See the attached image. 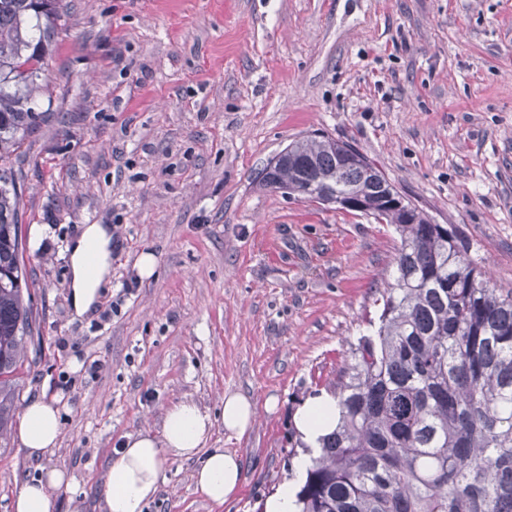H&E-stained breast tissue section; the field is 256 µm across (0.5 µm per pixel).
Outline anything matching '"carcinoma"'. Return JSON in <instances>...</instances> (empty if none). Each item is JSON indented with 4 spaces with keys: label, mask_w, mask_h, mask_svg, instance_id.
Segmentation results:
<instances>
[{
    "label": "carcinoma",
    "mask_w": 512,
    "mask_h": 512,
    "mask_svg": "<svg viewBox=\"0 0 512 512\" xmlns=\"http://www.w3.org/2000/svg\"><path fill=\"white\" fill-rule=\"evenodd\" d=\"M60 9V0H0L1 162L46 116L33 94ZM349 147L311 135L260 176L273 192L321 204L328 193L361 194L399 238L376 298L379 325L336 383V429L310 459L297 512H512V289L496 287L448 225L408 201L387 207L394 187L369 160L341 167ZM20 221L15 178L0 167V436L32 336Z\"/></svg>",
    "instance_id": "1"
}]
</instances>
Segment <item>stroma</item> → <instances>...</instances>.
Wrapping results in <instances>:
<instances>
[{"label":"stroma","instance_id":"1","mask_svg":"<svg viewBox=\"0 0 512 512\" xmlns=\"http://www.w3.org/2000/svg\"><path fill=\"white\" fill-rule=\"evenodd\" d=\"M62 4L36 97L48 118L11 163L36 327L16 392L56 401L61 436L39 461L0 436V512L44 466L81 491L57 512H101L127 436L160 431L178 401L218 413L228 391L257 411L243 436L218 425L207 442L242 457L238 492L200 499L176 459L146 512H263L294 476L292 414L366 333L397 235L260 173L312 132L350 143L512 288V0ZM86 224L112 225L117 247L78 319L67 245Z\"/></svg>","mask_w":512,"mask_h":512}]
</instances>
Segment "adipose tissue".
I'll use <instances>...</instances> for the list:
<instances>
[{
    "label": "adipose tissue",
    "mask_w": 512,
    "mask_h": 512,
    "mask_svg": "<svg viewBox=\"0 0 512 512\" xmlns=\"http://www.w3.org/2000/svg\"><path fill=\"white\" fill-rule=\"evenodd\" d=\"M71 301L77 315L96 304L110 281L112 228L106 224L83 226L70 248ZM256 409L239 392L224 395V408L212 415L191 400L169 406L163 415L160 435L143 430L128 436L105 474L101 508L103 512H145L165 479L170 459L194 461L196 492L215 505H223L240 485L242 461L232 452L207 447L215 426L244 434L253 424ZM338 412L333 395L310 397L298 408L292 422L296 432L311 447L336 427ZM61 432L60 409L55 402L35 399L27 402L16 428V437L28 457L39 459L56 448ZM64 492L78 498L80 490L66 471L44 469L22 481L15 494L13 512H56V495Z\"/></svg>",
    "instance_id": "1"
}]
</instances>
